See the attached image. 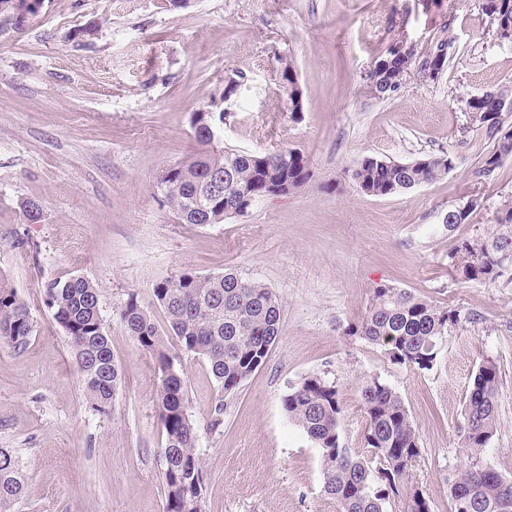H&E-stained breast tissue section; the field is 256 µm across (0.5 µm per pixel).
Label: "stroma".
Here are the masks:
<instances>
[{"label": "stroma", "mask_w": 512, "mask_h": 512, "mask_svg": "<svg viewBox=\"0 0 512 512\" xmlns=\"http://www.w3.org/2000/svg\"><path fill=\"white\" fill-rule=\"evenodd\" d=\"M482 0H48L21 23L0 22V276L29 307L23 349L0 343V448L28 481L17 512H164V444L154 362L123 326L129 298L166 318L153 289L185 271L235 270L282 301L279 336L263 365L222 393L207 364L179 353L186 406L198 429L203 512H340L324 491L318 448L282 407L317 373L336 383L341 441L364 456L359 384L392 387L416 426V481L432 512H448L449 482L467 465L461 422L482 358L501 384L485 463L512 477V282L463 280L448 266L456 240L491 230L512 200V157L493 178L474 172L492 144L467 114L470 98L512 95V43ZM97 28L93 41L83 29ZM417 59L447 42L437 78L410 68L400 88L372 95L366 76L394 41ZM292 62L303 110L285 106L280 58ZM224 144L253 154L295 149L313 177L251 212L202 226L178 220L157 189L195 142L191 113L223 90ZM448 155L435 182L387 197L350 177L368 155L409 162ZM42 209L28 221L22 210ZM471 207L448 229V210ZM81 275L97 285L112 355L123 374L108 413L92 409L45 286ZM392 285L458 309L434 367L391 362L347 335L371 291Z\"/></svg>", "instance_id": "35a3bbf8"}]
</instances>
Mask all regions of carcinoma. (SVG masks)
<instances>
[{"label":"carcinoma","mask_w":512,"mask_h":512,"mask_svg":"<svg viewBox=\"0 0 512 512\" xmlns=\"http://www.w3.org/2000/svg\"><path fill=\"white\" fill-rule=\"evenodd\" d=\"M482 11L494 24L512 22V0H482ZM0 14L21 19L37 15L30 0H0ZM383 64L386 95L398 90L412 65L409 54L397 52L393 42L377 58ZM282 84L288 111L303 110V92L292 64L282 62ZM242 73L228 79L224 91L204 108L191 113L197 149L186 160L167 168L158 189L178 220L186 224H222L244 215L273 188L294 191L313 174L308 159L296 150L264 155L224 147V101L238 94ZM469 113L485 139L499 145L512 140L505 116L491 111L488 102L468 101ZM497 150L487 153L475 171L487 180L501 166ZM451 167L446 155H426L403 163L369 155L352 169V179L366 195L385 197L434 182ZM226 176L224 191L212 193L209 182ZM495 230L485 237L462 238L448 251V266L463 280L494 284L512 271V202L496 209ZM155 297L164 311L169 333L159 330L152 311L136 298L127 300L120 320L141 350L155 359L159 377L158 416L165 441L162 485L164 512H202L203 465L197 449V429L185 405L186 380L169 348L177 346L205 361L215 381L231 393L264 362L280 332L282 301L266 285L229 271L221 275L183 272L158 283ZM45 303L68 345L81 377L83 393L94 410L107 413L121 383L122 372L112 350L101 313L98 288L75 275L46 285ZM460 311L440 306L402 288L380 285L372 289L361 322L347 328L381 348L391 362L420 371L433 368L448 329L460 322ZM34 331L27 305L4 277H0V343L24 348ZM500 386L497 363L483 358L474 374L463 411V447L468 466L449 484V512H512V478L482 462V455L497 430L496 398ZM360 405L367 427L364 443L371 458L352 454L340 439L341 401L336 384L311 374L288 390L282 406L320 450L324 491L334 497L341 512H387L396 501L401 512H432L430 500L414 480L420 456L418 434L401 397L375 376L359 383ZM27 480L10 448H0V512H15L25 498Z\"/></svg>","instance_id":"obj_1"}]
</instances>
